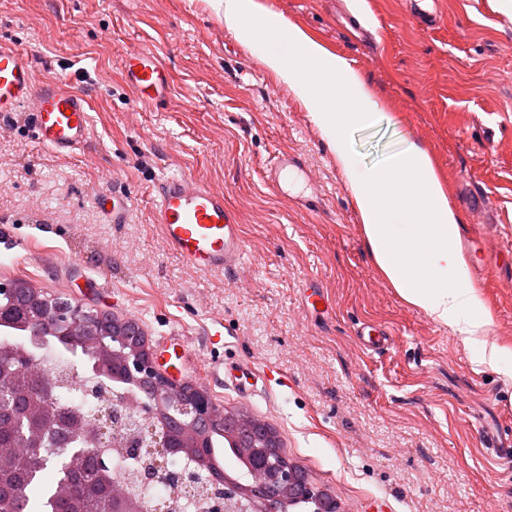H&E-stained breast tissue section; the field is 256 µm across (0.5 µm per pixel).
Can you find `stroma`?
<instances>
[{"instance_id": "stroma-1", "label": "stroma", "mask_w": 512, "mask_h": 512, "mask_svg": "<svg viewBox=\"0 0 512 512\" xmlns=\"http://www.w3.org/2000/svg\"><path fill=\"white\" fill-rule=\"evenodd\" d=\"M370 84L386 117L350 132L362 169L405 142L429 152L452 207L472 187L485 210L461 211V253L486 260L473 284L488 337L512 350V15L499 0H436L438 23L417 24L411 0H256ZM0 40L30 51L36 80L65 73L88 96L92 144L57 156L25 113L0 121V282L135 321L151 351L188 337L183 381L276 432L289 459L340 512H512V379L476 365L448 327L403 302L372 262L360 214L308 109L207 0H0ZM165 55L171 97L138 104L121 76L130 49ZM304 162L279 186V154ZM188 174L224 192L246 259L229 276L197 272L166 251L153 185ZM116 180L132 198L111 224L91 196ZM28 248L15 266L14 244ZM324 288L332 309L308 308ZM384 328L386 349L357 331ZM221 334L210 345L206 334ZM247 361L267 375L238 397L207 378L211 361Z\"/></svg>"}]
</instances>
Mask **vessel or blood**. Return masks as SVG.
<instances>
[{
	"label": "vessel or blood",
	"mask_w": 512,
	"mask_h": 512,
	"mask_svg": "<svg viewBox=\"0 0 512 512\" xmlns=\"http://www.w3.org/2000/svg\"><path fill=\"white\" fill-rule=\"evenodd\" d=\"M125 85L143 105L159 109L168 99L171 74L166 60L148 49H132L122 58ZM24 112L35 139L51 152L68 156L91 140L87 95L68 76L34 78L31 53L0 44V117ZM158 225L164 247L188 267L206 273L235 272L245 260V243L236 212L224 202V193L188 175L163 177L154 184ZM94 201L113 223H124L132 200L114 185L100 187ZM251 369L244 364L223 367V382L250 395L244 380Z\"/></svg>",
	"instance_id": "1"
}]
</instances>
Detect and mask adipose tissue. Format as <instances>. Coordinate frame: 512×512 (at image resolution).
<instances>
[{
  "instance_id": "adipose-tissue-1",
  "label": "adipose tissue",
  "mask_w": 512,
  "mask_h": 512,
  "mask_svg": "<svg viewBox=\"0 0 512 512\" xmlns=\"http://www.w3.org/2000/svg\"><path fill=\"white\" fill-rule=\"evenodd\" d=\"M209 5L306 105L347 180L370 255L391 287L474 348L478 364L511 376L512 359L487 338L491 319L456 246L459 217L427 152L410 142L382 165L359 169L348 133L381 117L368 81L346 58L260 11L254 0Z\"/></svg>"
}]
</instances>
